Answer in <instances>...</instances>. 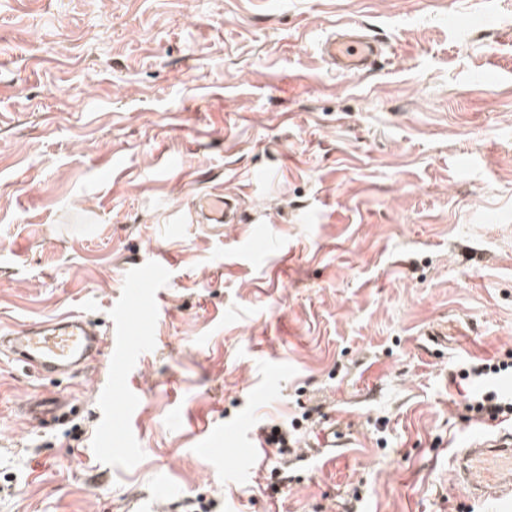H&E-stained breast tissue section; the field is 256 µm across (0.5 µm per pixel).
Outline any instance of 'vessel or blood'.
Instances as JSON below:
<instances>
[{"mask_svg": "<svg viewBox=\"0 0 512 512\" xmlns=\"http://www.w3.org/2000/svg\"><path fill=\"white\" fill-rule=\"evenodd\" d=\"M327 65L339 73L368 72L381 55L380 45L362 31L361 25L343 26L320 44ZM237 200H193L189 214L200 224H232ZM101 340L92 320L83 313H69L0 333V350L8 352L24 368L49 378L59 373H78L92 361ZM61 399L28 401L26 411L38 420L56 417ZM456 482L477 499L512 498V430H478L453 460Z\"/></svg>", "mask_w": 512, "mask_h": 512, "instance_id": "b4317fda", "label": "vessel or blood"}]
</instances>
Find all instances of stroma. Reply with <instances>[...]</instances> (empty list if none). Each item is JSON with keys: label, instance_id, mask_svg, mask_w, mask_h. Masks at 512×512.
<instances>
[{"label": "stroma", "instance_id": "obj_1", "mask_svg": "<svg viewBox=\"0 0 512 512\" xmlns=\"http://www.w3.org/2000/svg\"><path fill=\"white\" fill-rule=\"evenodd\" d=\"M347 21L361 75L318 49ZM68 312L139 354L0 355V512H491L450 470L464 362H512V5L0 0V330ZM264 421L308 452L275 496ZM359 24L345 25L327 36L320 53L337 73H366L382 54L381 46L362 31ZM237 199L224 197L221 200H213L207 196H199L193 200L189 207L192 222L198 224H235ZM25 405L26 412L30 414L32 417L38 420H46L47 418L56 417L57 413L63 407V402L60 398L56 399H41V400H28Z\"/></svg>", "mask_w": 512, "mask_h": 512}]
</instances>
